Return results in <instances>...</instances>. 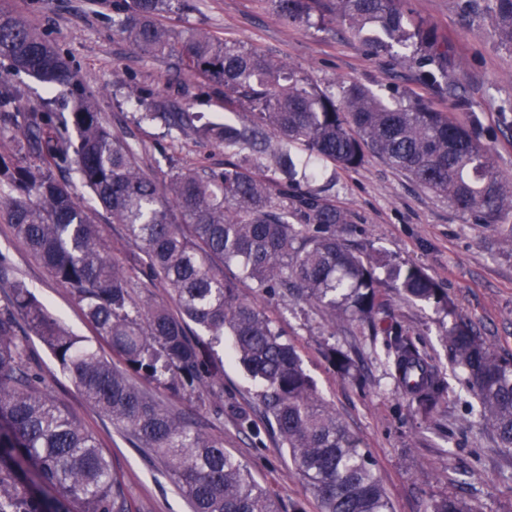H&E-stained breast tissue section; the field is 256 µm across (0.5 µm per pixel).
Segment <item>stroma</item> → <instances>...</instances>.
Instances as JSON below:
<instances>
[{"label": "stroma", "instance_id": "obj_1", "mask_svg": "<svg viewBox=\"0 0 512 512\" xmlns=\"http://www.w3.org/2000/svg\"><path fill=\"white\" fill-rule=\"evenodd\" d=\"M116 0H0L46 33L70 62L81 86L95 102L111 130L135 136L142 145L143 170L158 179L196 169L220 167L224 152L195 134L169 137L161 123L139 122L145 93L167 97L178 108L223 121L221 90L178 76L168 58H149L120 35L113 21ZM415 15L431 24L447 41L449 73L467 92L474 109H440L467 126L480 119L491 134L497 164L512 178V132H500L495 105L512 99V50L498 47L489 27L460 14L457 0H410ZM161 24L203 28L266 55L294 64L310 80L326 88L335 81H358L373 89L397 86L426 93L418 69L403 68L390 58L373 57L343 25L326 31L286 23L264 0H199L197 12L165 15ZM331 194L349 211L352 223L339 235L352 251L391 263L420 266L447 293L452 307L406 299L385 279L381 318L396 320L424 346L448 383L437 409L417 412L398 390L386 364L381 337L366 325L350 322L331 328L326 314L308 303L284 300L253 288H240L241 298L264 309L276 320L300 354L306 373L337 417L357 437L374 461L392 512H430L442 495L466 498L475 512H512V450L501 448L472 409L473 397L455 373L445 333L459 319L471 322L495 352L512 360V213L496 224H475L424 190L408 175L374 155L354 169H337ZM94 225L112 257L134 265L137 251L128 244L122 225L104 211L93 212ZM0 251L8 253L14 277L30 290L71 333L92 340L104 357L111 345L97 337L75 298L17 239L0 217ZM347 352L357 363V377H341L324 357L329 347ZM29 356L42 376L43 387L84 428L92 433L124 475L132 502L144 512H190L179 489L164 475L163 463L134 447L118 426L92 408L65 375L48 347L31 339ZM224 400L157 396L189 414L203 432L223 438L224 447L239 457L254 479L281 505L301 503L318 512L305 481L291 464L275 428L265 417L260 388L230 354L214 349Z\"/></svg>", "mask_w": 512, "mask_h": 512}]
</instances>
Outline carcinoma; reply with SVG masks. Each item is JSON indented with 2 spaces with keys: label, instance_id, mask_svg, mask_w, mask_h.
<instances>
[{
  "label": "carcinoma",
  "instance_id": "1",
  "mask_svg": "<svg viewBox=\"0 0 512 512\" xmlns=\"http://www.w3.org/2000/svg\"><path fill=\"white\" fill-rule=\"evenodd\" d=\"M291 24L326 29L336 22L369 51L419 69L452 110H473L448 76V44L413 18L406 0H269ZM117 31L148 57H174L183 76L224 88V110L239 124L195 125L189 112L154 100L139 121L169 132L193 131L224 150V167L178 173L163 182L139 165V150L112 132L46 34L0 9V60L50 88L71 93L60 125L45 107L21 109L0 73V131L17 130L12 156L0 155V213L73 297L122 367L70 334L12 276L0 253V512H134L123 477L97 438L41 388L27 361L29 337L50 349L88 403L107 415L137 448L164 463L191 512H280L247 465L182 413L136 383L169 393L219 396L200 333L232 336L233 356L260 385L274 424L319 512H391L369 453L318 395L295 347L275 321L240 298L242 283L293 296L325 310L332 322L359 321L385 339L388 366L401 394L422 414L439 404L446 383L432 358L390 320L379 326L384 268L407 299L448 306L442 288L418 266L392 267L348 249L336 226L351 216L322 188L302 187L326 168H355L374 154L476 224L512 212V180L496 165L478 121L456 124L427 98L394 86L377 92L359 82L323 91L291 65L197 28L162 26L164 14H191L197 0H122ZM463 16L488 17L497 42L512 50V0H459ZM76 131L72 140L69 129ZM72 169L82 186L124 226L140 253L136 270L169 288L180 315L137 293L136 277L108 253L87 212L59 174ZM270 171L263 177L259 172ZM235 266L227 275L224 269ZM448 347L501 447L512 448V363L500 359L464 321L448 328ZM325 356L341 375L352 358ZM431 512H474L445 495Z\"/></svg>",
  "mask_w": 512,
  "mask_h": 512
}]
</instances>
